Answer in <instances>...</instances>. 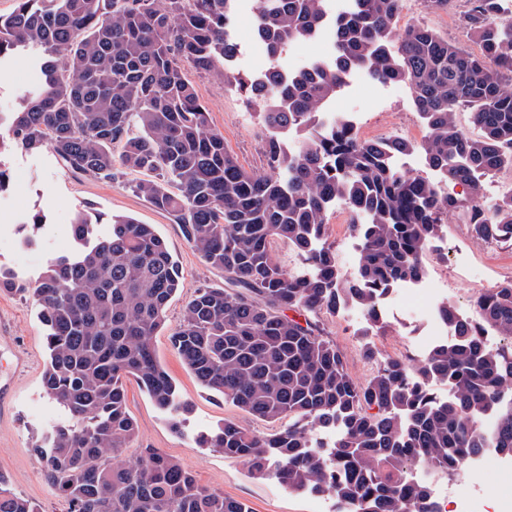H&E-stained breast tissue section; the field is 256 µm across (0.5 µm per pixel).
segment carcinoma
<instances>
[{"instance_id":"cac0c4a2","label":"carcinoma","mask_w":512,"mask_h":512,"mask_svg":"<svg viewBox=\"0 0 512 512\" xmlns=\"http://www.w3.org/2000/svg\"><path fill=\"white\" fill-rule=\"evenodd\" d=\"M329 2L260 0L255 30L269 65L251 77L226 76L263 105L269 128L302 133L292 149L269 137L263 174L238 164L184 73L189 63L222 75L235 60L228 27L236 0H15L14 11L0 15V63L28 49L42 56L43 79L11 113L9 130L22 149L46 148L95 180L145 175L134 191L224 270V287L187 302L171 345L202 387L288 425L258 436L226 420L200 437L203 445L245 461L256 477L272 473L291 491L332 498L336 512H437L409 470L454 475L483 448L512 457V348L485 342L490 329L512 336V280L478 296L476 319L442 304L457 339L413 363L389 358L363 383L317 317L352 303L380 323L384 296L424 275L423 257L442 241V216L462 207L397 171L395 154L420 149L446 181L472 189L476 238L512 242V189L491 208L479 197L480 178L512 168V18H499L501 0H470L462 22L480 52L420 24L396 49L403 0H351L338 15ZM327 27L332 57L284 71L286 48ZM355 69L409 86L422 141L361 140L345 121L319 119ZM461 107L479 136L456 125ZM338 200L360 239L350 276L325 242ZM91 224L78 214L72 228L82 248L54 260L34 285L0 270V291H30L39 306L49 351L43 387L65 413L34 445L45 479L68 512H251L201 487L157 448L120 460L138 432L124 378L139 383L172 427L188 411L154 351L181 272L153 225L118 216L90 240ZM279 241L306 269L284 270ZM336 424V445L317 449L315 435ZM0 512L41 507L0 476Z\"/></svg>"}]
</instances>
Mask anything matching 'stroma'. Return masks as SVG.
Segmentation results:
<instances>
[{
  "label": "stroma",
  "mask_w": 512,
  "mask_h": 512,
  "mask_svg": "<svg viewBox=\"0 0 512 512\" xmlns=\"http://www.w3.org/2000/svg\"><path fill=\"white\" fill-rule=\"evenodd\" d=\"M255 6V0H241L230 29L239 48L235 69L243 75L256 73L267 64L253 38ZM469 7V0H450L444 10L429 9L418 0H404L396 27L401 30L411 24H423L475 52L479 46L470 41L462 26V16ZM185 73L210 112L212 128L223 135L238 163L245 170L264 173L268 132L258 116L260 103L247 102L242 93L216 73H201L190 66ZM34 77L33 60L27 52H17L0 63V119L16 109L22 97L33 89ZM327 109L342 117L356 116L365 124L389 127L394 136L423 127L405 84H380L361 70L348 74ZM0 168L8 175L5 188L0 191V267L10 270L17 281L35 283L51 262L77 250L71 225L80 212L103 215V223L93 227L97 234L104 233L106 219L115 216H129L153 225L179 262L182 287L168 304L167 326L158 332L154 346L180 400L188 403L191 411L180 428H173L168 415L158 410L144 389L134 379H126V406L138 425V438L124 449L123 459H135L144 448L160 449L179 461L201 485L245 501L252 512H332L330 499L288 491L272 477H255L242 460L198 442L201 434L227 419L258 435L274 429L272 423L253 417L202 388L169 340L171 328L181 321L185 304L197 289L223 287V270L207 264L183 239L170 216L133 192L129 181H96L69 171L50 151L17 148L7 125L1 122ZM449 191L462 207L445 217L440 248L425 258L427 279L443 290L442 296L431 299L429 306L434 309L445 302L472 317L480 293L512 280V245L477 240L464 207L471 197L470 189L453 185ZM36 216L41 219L37 227L32 224ZM326 240L336 254L338 266L345 273H352L358 261L359 241L337 223L335 214L327 217ZM320 321L326 336L343 353L350 374L360 383L387 358L417 357L415 344L424 333L421 320L412 319L403 308H392L384 318L383 328L373 333L376 357L370 362L362 355L361 331L366 325L363 314L324 315ZM44 336L34 299L26 293L0 291V476L7 480L12 492L38 503L43 512H66L65 502L45 481L32 448L40 429L62 415L42 385L48 360ZM474 482L485 492L472 500L470 512H512V487L501 480L497 469L460 472L447 479L452 488Z\"/></svg>",
  "instance_id": "1"
}]
</instances>
